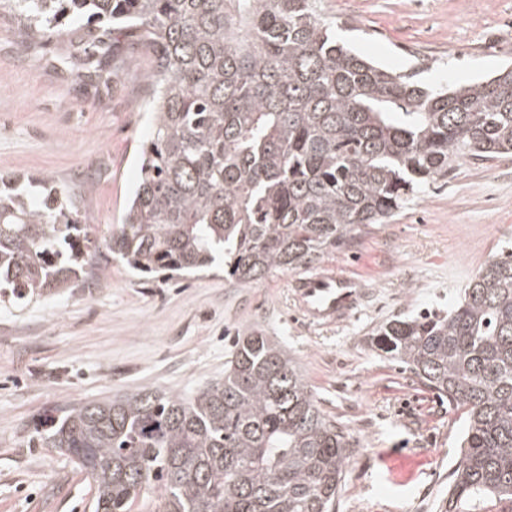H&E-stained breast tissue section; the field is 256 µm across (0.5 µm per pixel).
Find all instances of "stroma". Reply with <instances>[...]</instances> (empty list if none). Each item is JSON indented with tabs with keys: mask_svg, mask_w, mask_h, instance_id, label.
<instances>
[{
	"mask_svg": "<svg viewBox=\"0 0 512 512\" xmlns=\"http://www.w3.org/2000/svg\"><path fill=\"white\" fill-rule=\"evenodd\" d=\"M337 41L424 86L466 84L512 64V0H325ZM59 37L29 38L0 13V175L72 189L90 237L119 224L151 129L145 58L112 52L111 81L63 67ZM512 247V154L466 158L384 223L354 230L322 265L365 295L344 322L308 323L294 271L239 285L223 263L144 278L100 249L77 287L0 305V512H93L91 480L47 447L73 405L145 387L190 395L223 378L239 336L258 327L300 366L352 452L336 512H441L463 419L370 332L392 316L444 311L487 260Z\"/></svg>",
	"mask_w": 512,
	"mask_h": 512,
	"instance_id": "1",
	"label": "stroma"
}]
</instances>
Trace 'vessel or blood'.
Returning <instances> with one entry per match:
<instances>
[{
	"label": "vessel or blood",
	"mask_w": 512,
	"mask_h": 512,
	"mask_svg": "<svg viewBox=\"0 0 512 512\" xmlns=\"http://www.w3.org/2000/svg\"><path fill=\"white\" fill-rule=\"evenodd\" d=\"M293 294L307 321L335 324L350 316L364 291L350 273L327 266L296 279Z\"/></svg>",
	"instance_id": "1"
}]
</instances>
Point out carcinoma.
Returning <instances> with one entry per match:
<instances>
[{
    "label": "carcinoma",
    "instance_id": "1",
    "mask_svg": "<svg viewBox=\"0 0 512 512\" xmlns=\"http://www.w3.org/2000/svg\"><path fill=\"white\" fill-rule=\"evenodd\" d=\"M63 59L112 79V34L151 57L152 133L100 243L49 178H0V303L78 286L101 245L146 277L221 259L232 281L317 264L465 157L512 153V66L450 89L336 41L323 0H0ZM70 15L90 22L66 31ZM371 346L461 408L441 512H512V250L448 311L396 316ZM93 481L94 512H336L351 442L260 328L192 396L144 388L69 408L46 437Z\"/></svg>",
    "mask_w": 512,
    "mask_h": 512
}]
</instances>
